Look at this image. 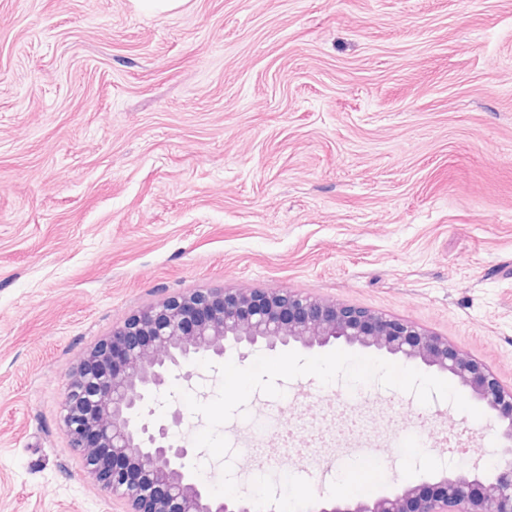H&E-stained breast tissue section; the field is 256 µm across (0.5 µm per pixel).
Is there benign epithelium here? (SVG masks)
I'll list each match as a JSON object with an SVG mask.
<instances>
[{
	"instance_id": "1",
	"label": "benign epithelium",
	"mask_w": 512,
	"mask_h": 512,
	"mask_svg": "<svg viewBox=\"0 0 512 512\" xmlns=\"http://www.w3.org/2000/svg\"><path fill=\"white\" fill-rule=\"evenodd\" d=\"M373 349L448 374L491 416L498 441L484 469L441 471L395 482L363 499L318 497L308 512H512V386L448 344V337L382 313L287 289L194 290L151 304L112 326L70 374L63 430L82 469L124 512H258L248 496L217 498L190 470L189 443L172 430L180 409L153 421L150 403L175 376L191 383L199 358L233 349L247 359L269 351L332 344Z\"/></svg>"
}]
</instances>
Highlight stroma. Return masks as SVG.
<instances>
[{"mask_svg":"<svg viewBox=\"0 0 512 512\" xmlns=\"http://www.w3.org/2000/svg\"><path fill=\"white\" fill-rule=\"evenodd\" d=\"M284 288L405 320L512 383V0H0V512H122L61 423L113 324ZM350 400L398 480L471 465L484 420L380 383L256 391L271 441ZM316 447L278 494L357 468Z\"/></svg>","mask_w":512,"mask_h":512,"instance_id":"obj_1","label":"stroma"}]
</instances>
